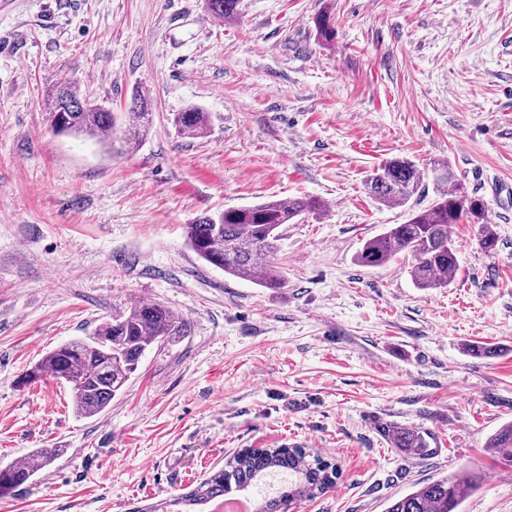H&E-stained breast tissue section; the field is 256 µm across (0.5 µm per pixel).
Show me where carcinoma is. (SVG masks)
<instances>
[{"label": "carcinoma", "mask_w": 512, "mask_h": 512, "mask_svg": "<svg viewBox=\"0 0 512 512\" xmlns=\"http://www.w3.org/2000/svg\"><path fill=\"white\" fill-rule=\"evenodd\" d=\"M239 0H206L207 9L223 20L238 16ZM319 36L334 35L333 18L322 13L316 18ZM46 110L50 120L63 114V130L55 133L83 135L99 142L107 150L114 142L131 144L126 131L142 137L153 123L152 104L138 96L134 110L121 116L89 101L76 83L64 79L48 96ZM208 113L191 107L174 116L177 132L187 138L202 136L208 127ZM436 198L426 209L411 214L407 222L395 224L368 240L357 255L364 266H381L393 257L407 253L413 257L410 276L421 289L446 288L457 272L454 243L448 232L452 224L466 221L481 225L480 243L491 252L498 239L493 228L484 223L485 206L472 198L457 183L448 164L432 169ZM423 175L415 164L390 159L371 170L366 185L372 197L391 208L405 206L419 191ZM322 210V204L310 198L271 199L252 206L228 208L216 215L198 218L185 225L192 250L208 264L233 277L251 280L262 288H282L285 279L273 265L279 229L305 213ZM189 322L168 307L142 303L112 318L99 333L88 339H73L47 353L20 379L28 385L50 376L69 382L75 413L94 417L103 412L137 369L144 351L154 343L176 342L188 335ZM395 445L406 451H426L428 435L399 432ZM488 448L502 460L512 463V422L504 424L490 439ZM282 477L275 491L261 498L257 512H288L296 500H312L330 491L339 478V470L304 448H268L228 458L224 467L211 472L189 493L171 501L145 508V512H194L211 500L228 493L232 487L249 488L265 481L272 473ZM34 468L9 464L0 467V496L28 483ZM480 478L470 472L452 474L430 482L390 503L386 512H457L460 505L476 492Z\"/></svg>", "instance_id": "cac0c4a2"}]
</instances>
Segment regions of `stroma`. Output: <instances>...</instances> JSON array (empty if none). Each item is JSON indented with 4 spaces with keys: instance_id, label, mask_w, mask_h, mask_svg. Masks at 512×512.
Wrapping results in <instances>:
<instances>
[{
    "instance_id": "35a3bbf8",
    "label": "stroma",
    "mask_w": 512,
    "mask_h": 512,
    "mask_svg": "<svg viewBox=\"0 0 512 512\" xmlns=\"http://www.w3.org/2000/svg\"><path fill=\"white\" fill-rule=\"evenodd\" d=\"M65 76L115 112L149 96L147 137L115 154L55 135L45 98ZM192 106L209 129L183 138L172 118ZM391 158L426 176L402 208L365 185ZM440 162L484 201L495 251L453 225L458 271L429 290L410 255L359 264L366 240L432 203ZM286 197L326 210L282 227L285 287L226 275L186 241L199 217ZM149 302L189 333L150 347L101 414L76 416L51 378L18 386ZM510 421L512 0H241L234 21L204 0H0V466L59 451L0 512H129L283 447L341 473L290 512H385L461 471L481 487L460 512H512V464L486 448ZM382 423L428 433V455Z\"/></svg>"
}]
</instances>
